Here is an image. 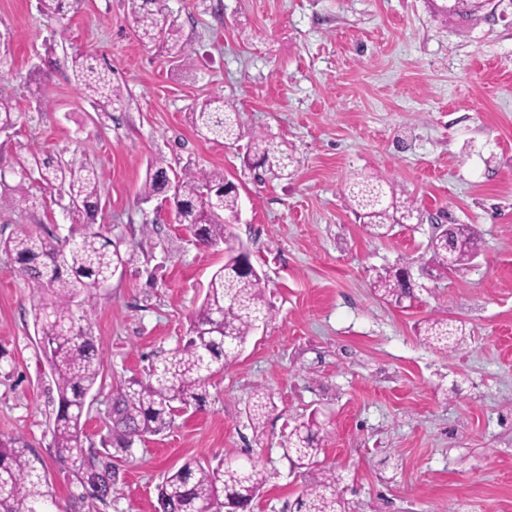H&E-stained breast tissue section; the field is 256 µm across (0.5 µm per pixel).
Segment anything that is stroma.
<instances>
[{"label": "stroma", "mask_w": 512, "mask_h": 512, "mask_svg": "<svg viewBox=\"0 0 512 512\" xmlns=\"http://www.w3.org/2000/svg\"><path fill=\"white\" fill-rule=\"evenodd\" d=\"M193 58L177 68L141 43L125 0H83L64 19L37 0H0V95L20 118L0 132V193L32 155L102 174L95 229L136 260L72 311L104 357L86 399L85 444H99L113 388L145 377L183 338L224 245L195 240L159 200H144L148 163L175 173L224 172L241 211L233 243L250 250L275 311L238 360L203 388L202 407L115 453L107 503L80 500L51 446L56 390L34 333L40 302L0 250V438L23 437L46 465L53 512H154L155 487L186 460L251 458L267 481L253 512H290L326 470L348 512H512V0L475 23L448 22L431 0H168ZM110 65L123 105L94 106L66 56ZM220 96L244 137L286 142L292 175L258 174L243 145L203 138L194 113ZM395 181L420 220L371 236L347 185ZM38 207L0 211V239L19 229L70 236L68 197L30 173ZM470 224L481 249L443 272L428 243L436 224ZM409 266L413 300L371 291ZM465 323L456 352L424 344L421 322ZM271 396L260 430L245 413ZM315 419L316 465L283 454L292 427Z\"/></svg>", "instance_id": "stroma-1"}]
</instances>
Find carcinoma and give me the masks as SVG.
Masks as SVG:
<instances>
[{
  "instance_id": "carcinoma-1",
  "label": "carcinoma",
  "mask_w": 512,
  "mask_h": 512,
  "mask_svg": "<svg viewBox=\"0 0 512 512\" xmlns=\"http://www.w3.org/2000/svg\"><path fill=\"white\" fill-rule=\"evenodd\" d=\"M80 0H38L39 11L47 16L64 15V5ZM136 22L140 41L152 43L182 67L191 65V54L179 28L167 21L166 0H127ZM483 8V0H448L443 6L449 18H472ZM83 93L99 104H119L124 98L120 85L112 83V67H100L93 57L75 53L70 57ZM17 122L15 106L0 95V130ZM195 126L208 139L237 142L241 139L239 115L221 98H213L195 113ZM246 153L257 165L289 175L293 157L288 148L265 136H253ZM31 166L49 190H59L72 201L71 223L83 231L62 241L50 235L21 229L0 242V250L17 265L18 273L33 291L51 296L34 312V328L40 336L39 348L53 370L57 409L52 427V447L57 461L67 465L73 480L82 488L81 498L107 502L117 493V473L109 448L130 450L170 427L176 412L203 400L199 394L212 376L234 363L255 329L274 318L259 273L242 272L240 260L246 256L230 245V224L239 210L237 186L221 172H184L170 176L166 161L154 159L141 188L144 199L163 198L169 188L174 218L188 226L193 237L207 245H227L224 266L211 277L204 300L196 313L188 336L159 363L151 366L147 378H131L112 392L107 435L101 447L84 446L82 422L86 398L103 375L104 359L92 337L76 323L71 303L79 295L90 299L100 285L112 278V270L134 261L135 253L123 252L109 238L91 230L100 199L101 173L82 164L74 168L51 158L32 156ZM355 216L385 236L394 224L415 219L417 209L409 202L397 203L394 184L383 180L355 178L349 186ZM30 200L25 180L14 187L11 197L0 196V208ZM429 250L437 265L453 272L468 263L479 251L474 232L450 238L444 232L432 235ZM374 291L396 304L413 296V284L399 273L378 276ZM466 335L465 325L449 326L444 319L427 322L426 342L449 349ZM270 408V397L262 389L249 401L247 416L260 427ZM323 452L321 438L313 425L301 422L293 427L285 454L301 469L318 462ZM266 477L252 460H224L211 467L187 461L166 472L157 486L155 512H242L259 496ZM53 500L42 458L21 436L0 439V512H49ZM295 512H346L336 489V474L309 487L295 502Z\"/></svg>"
}]
</instances>
